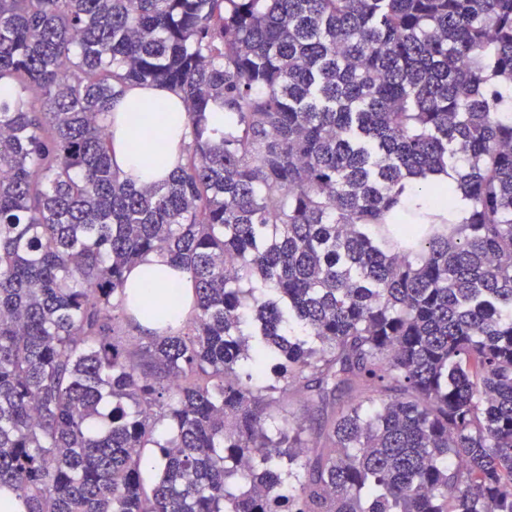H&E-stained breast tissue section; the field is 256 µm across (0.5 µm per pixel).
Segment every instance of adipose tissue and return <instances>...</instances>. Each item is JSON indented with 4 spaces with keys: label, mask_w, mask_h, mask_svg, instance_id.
Masks as SVG:
<instances>
[{
    "label": "adipose tissue",
    "mask_w": 512,
    "mask_h": 512,
    "mask_svg": "<svg viewBox=\"0 0 512 512\" xmlns=\"http://www.w3.org/2000/svg\"><path fill=\"white\" fill-rule=\"evenodd\" d=\"M180 94L161 87H135L114 102L109 116L113 160L122 176L148 185L167 179L181 161L180 146L190 128ZM127 290L141 301L170 307V315L186 320L194 300L193 281L183 268L158 252L143 255L127 273Z\"/></svg>",
    "instance_id": "ef3b65f1"
}]
</instances>
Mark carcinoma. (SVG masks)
<instances>
[{"label":"carcinoma","mask_w":512,"mask_h":512,"mask_svg":"<svg viewBox=\"0 0 512 512\" xmlns=\"http://www.w3.org/2000/svg\"><path fill=\"white\" fill-rule=\"evenodd\" d=\"M0 84L27 512H512V0H0ZM158 84L192 138L137 187L107 118ZM149 252L193 279L175 330L121 297ZM138 326V330L144 334V336L138 334L136 328H133L130 323H125L123 326L124 334L132 345H137L140 342H147L148 339L145 336L165 335V332L159 329V324L155 321L138 319Z\"/></svg>","instance_id":"obj_1"}]
</instances>
